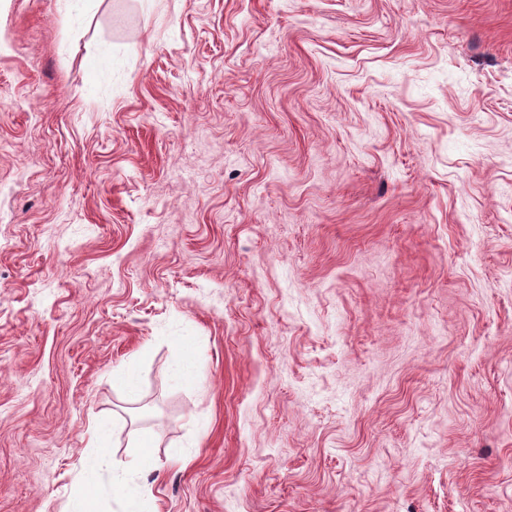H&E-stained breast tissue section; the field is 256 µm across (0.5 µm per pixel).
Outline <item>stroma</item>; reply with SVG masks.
I'll use <instances>...</instances> for the list:
<instances>
[{"label":"stroma","instance_id":"obj_1","mask_svg":"<svg viewBox=\"0 0 512 512\" xmlns=\"http://www.w3.org/2000/svg\"><path fill=\"white\" fill-rule=\"evenodd\" d=\"M98 420L144 512H512V0H0V512Z\"/></svg>","mask_w":512,"mask_h":512}]
</instances>
